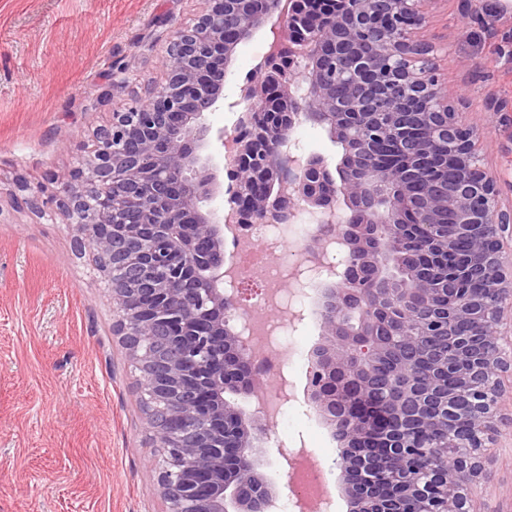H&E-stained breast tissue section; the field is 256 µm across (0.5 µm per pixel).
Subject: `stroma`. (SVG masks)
Returning a JSON list of instances; mask_svg holds the SVG:
<instances>
[{"mask_svg":"<svg viewBox=\"0 0 512 512\" xmlns=\"http://www.w3.org/2000/svg\"><path fill=\"white\" fill-rule=\"evenodd\" d=\"M202 0H0V512H166L139 372L112 333V294L60 215L17 208V182L56 194L113 113L165 78L171 35ZM424 38L453 105L481 132V163L512 205V0H429ZM258 32L229 65L238 91L267 55ZM471 496L512 512V376ZM331 465L339 447L297 405L259 470L290 505L286 457Z\"/></svg>","mask_w":512,"mask_h":512,"instance_id":"1","label":"stroma"}]
</instances>
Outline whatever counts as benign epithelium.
<instances>
[{"instance_id":"1","label":"benign epithelium","mask_w":512,"mask_h":512,"mask_svg":"<svg viewBox=\"0 0 512 512\" xmlns=\"http://www.w3.org/2000/svg\"><path fill=\"white\" fill-rule=\"evenodd\" d=\"M424 0H340L327 20L322 0H204L195 23L167 48L166 78L144 102L112 113L81 166L57 176L55 205L78 250L90 249L112 290L113 332L124 338L148 401L175 398L150 416L167 512H271L278 492L258 469L270 427L225 393L250 395L256 351L233 320L244 311L225 285L235 254L224 220L237 224L308 219L318 229L299 249L341 248L342 272L325 274L313 300L323 338L308 357L307 405L339 443L341 492L349 512H472L470 489L496 431L500 373L512 366L499 326L512 300V253L502 233L495 180L477 153L479 130L459 124L447 87L416 38ZM272 35L268 58L229 104L244 106L234 143L222 153L232 212L211 208L223 193L203 148L224 141L202 116L224 105L236 48ZM315 123L340 145L331 172L299 152L295 126ZM448 150L450 184L413 164ZM23 203L43 214L40 191ZM454 224L443 230L448 215ZM208 243L201 252L197 243ZM464 240L480 295L433 287L434 260ZM416 244L424 262L406 269L411 288L392 287L391 262ZM430 301L420 318L411 302ZM468 345L442 355L437 343L458 321ZM401 392L378 378L377 368ZM459 388L443 389L448 366ZM447 437L425 446L420 425Z\"/></svg>"}]
</instances>
